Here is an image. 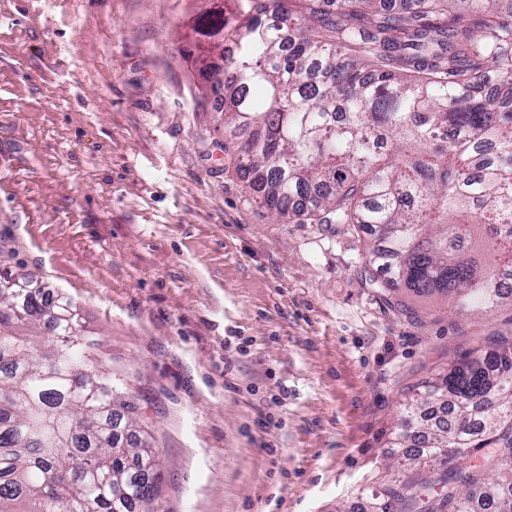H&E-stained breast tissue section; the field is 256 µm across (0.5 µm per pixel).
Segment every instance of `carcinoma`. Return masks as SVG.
Instances as JSON below:
<instances>
[{"label":"carcinoma","instance_id":"obj_1","mask_svg":"<svg viewBox=\"0 0 512 512\" xmlns=\"http://www.w3.org/2000/svg\"><path fill=\"white\" fill-rule=\"evenodd\" d=\"M455 2L237 0L205 33L235 51L204 71L224 73V139L261 204L373 237L377 287L467 314L512 300V10ZM36 322L51 326L41 349L9 331ZM93 346L70 301L0 271V512L151 509L158 452ZM426 394L400 447L437 469L373 494L371 512H512V338ZM467 448L482 461L448 470Z\"/></svg>","mask_w":512,"mask_h":512}]
</instances>
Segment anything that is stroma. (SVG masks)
<instances>
[{
  "label": "stroma",
  "mask_w": 512,
  "mask_h": 512,
  "mask_svg": "<svg viewBox=\"0 0 512 512\" xmlns=\"http://www.w3.org/2000/svg\"><path fill=\"white\" fill-rule=\"evenodd\" d=\"M235 0H0V269L78 309L161 461L156 512H360L408 400L512 303L458 315L281 221L225 168L194 25Z\"/></svg>",
  "instance_id": "obj_1"
}]
</instances>
